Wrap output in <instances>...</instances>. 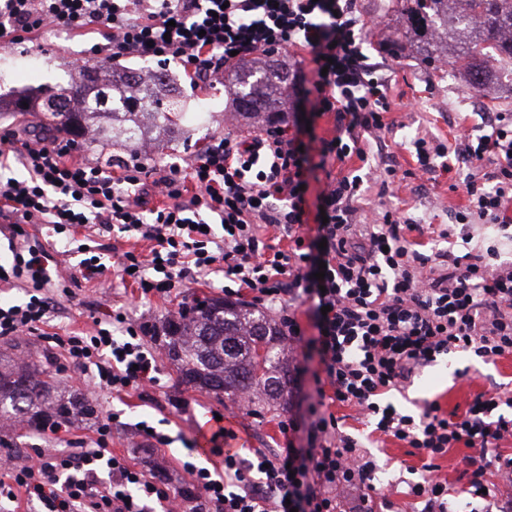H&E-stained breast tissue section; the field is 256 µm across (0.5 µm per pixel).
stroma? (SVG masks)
<instances>
[{
  "instance_id": "35a3bbf8",
  "label": "stroma",
  "mask_w": 512,
  "mask_h": 512,
  "mask_svg": "<svg viewBox=\"0 0 512 512\" xmlns=\"http://www.w3.org/2000/svg\"><path fill=\"white\" fill-rule=\"evenodd\" d=\"M391 0H359L358 6L365 17L378 16L383 20L380 29L370 33L374 48L384 42L399 39L406 28V19L390 11ZM101 34L74 35L64 31H42L31 34L26 41L14 45L0 44V95L16 91H31L43 84H66L94 45L102 43ZM289 74V96L281 106L282 112L293 113L298 126L313 122L317 135L324 136L332 128L328 118L311 120L312 106L303 89L310 75L308 53L287 56L283 59ZM168 78L182 97L202 101L207 105L200 122L187 124L165 133L156 140L152 149L143 155L149 165L164 168L171 164L185 163L193 157L213 134L224 129L225 115L232 110L225 100L223 88L209 91L193 89L183 75L181 66H166ZM387 83L390 110L385 115L388 131L381 137H367L363 146L377 164H396L407 170L408 176L389 187L371 180L363 186L362 205L368 215L384 210L400 212L402 216L432 225L431 233L424 239L433 250H453L461 255L468 250L498 249L502 260H512V228L504 229L495 224L475 221L460 227L454 219L455 211L465 206L466 199L454 192L453 184L466 178L469 169L458 162L452 153L462 137L481 127L491 112L512 113V83L491 81L481 89L468 86L463 68L454 62L433 70L423 56L412 47L388 61L381 72ZM425 138L444 142L451 153L444 157L442 167L433 173L418 175V165L412 154L415 139ZM470 234V243H463V234ZM107 281L99 285L82 279L67 281L59 287L48 288L55 306L44 326L47 333L73 335L90 333L94 323L114 311L125 312L134 323L150 324L160 328L172 304L191 303L193 299L222 296L224 278L220 275L189 277L183 288L173 292L170 299H142L136 286L122 283L115 271H107ZM18 354L27 355L46 363L48 369L68 387L83 391L97 412L110 411L119 420L112 428L110 446L114 454L130 458L149 475L178 491L187 482L181 462L189 457L188 446L201 441L213 422V413L224 416L223 424L232 429L236 438L233 447L240 452L253 448L267 450L283 445L284 436L278 424L291 416L304 413L308 400L315 395L311 376L317 370V358L296 355L303 371L295 375L292 400L288 409L273 406L255 407L253 414L242 413L234 397L216 398L198 389H190L176 382L172 366H165L162 386L140 393L132 391L122 396L88 387L83 374L67 366L59 350L41 347L34 336H16L12 339ZM512 391V356L488 363L475 360L469 353L452 352L438 357L436 362L423 368L401 390L389 396L404 413H420L425 403L439 401L443 410L451 412L465 409L467 403L481 392ZM148 422L166 434L167 446L155 447L152 439L138 434L135 426ZM96 422L82 425L46 429L35 435L19 438L16 447H0V457L9 456L24 461L36 451L51 448H72L77 440L93 438ZM371 453L379 465L376 485L387 490L402 480L419 481L425 477L424 460L410 454L398 441L375 442ZM468 448L450 449L439 461V474L446 480L451 492L456 493L458 512H481L482 500L471 498L465 488L467 478L465 459Z\"/></svg>"
}]
</instances>
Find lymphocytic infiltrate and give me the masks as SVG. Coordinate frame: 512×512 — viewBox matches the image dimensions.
Here are the masks:
<instances>
[{"label":"lymphocytic infiltrate","instance_id":"obj_1","mask_svg":"<svg viewBox=\"0 0 512 512\" xmlns=\"http://www.w3.org/2000/svg\"><path fill=\"white\" fill-rule=\"evenodd\" d=\"M357 0H0V40L18 43L49 28L97 31L106 42L87 63L130 57L175 59L195 81L227 84L229 70L271 53L308 51L313 64L304 89L315 117L330 116L332 136L318 140L319 168L358 159L361 173L327 176L317 204L326 222L308 238L309 156L300 130L283 120L256 134L235 121L210 136L186 164L165 170L140 154L115 169L77 157L74 139L35 141L8 137L0 157L12 156L26 179L0 178V213L20 244L0 282L28 290L20 304H0V337L40 334L54 343L94 387L122 393L159 385L162 349L144 337L148 325L124 313L95 324L89 336L41 332L50 313L45 289L75 277L93 281L107 266L95 247L76 265L52 263L43 248L29 245L28 225L48 224L54 233L94 225L125 238L146 240L148 253H122V281L142 296H171L192 274H222L225 297L249 293L267 311L292 349L313 347L320 369L317 400L302 418L281 422L286 446L256 449L252 457L227 453L232 430L217 427L211 453L222 471L184 462L190 480L171 494L146 473L114 455L108 439L113 414H103L89 447L57 450L35 463L0 464V500L25 496L43 512H395L391 494H378L377 464L363 437L347 433L326 402L356 409L373 432L426 456V477L407 483L403 494L420 512H453L437 461L449 449L471 448L467 492L487 506L512 488V456L499 447L512 439V397L483 393L462 413L438 401L419 415L401 413L385 397L438 356L456 350L482 362L512 355V262L495 250L454 255L422 252V225L396 212L367 220L360 203L366 180L395 183L399 170L374 165L364 135L387 130L390 110L380 67L368 54V26ZM471 173L462 190L468 204L456 223L477 218L502 223L512 202V113L498 112L479 135H465L458 151ZM157 197L146 206V196ZM223 232L209 228L210 220ZM287 248H280V241ZM307 307L317 332L307 339L298 312ZM303 433L305 447L292 437Z\"/></svg>","mask_w":512,"mask_h":512}]
</instances>
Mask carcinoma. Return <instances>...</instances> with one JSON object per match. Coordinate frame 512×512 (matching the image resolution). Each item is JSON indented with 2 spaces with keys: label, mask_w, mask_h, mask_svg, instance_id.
Wrapping results in <instances>:
<instances>
[{
  "label": "carcinoma",
  "mask_w": 512,
  "mask_h": 512,
  "mask_svg": "<svg viewBox=\"0 0 512 512\" xmlns=\"http://www.w3.org/2000/svg\"><path fill=\"white\" fill-rule=\"evenodd\" d=\"M450 0H399L407 16L405 37L429 47V62L447 59L448 42L459 47L455 59L465 62L471 85L490 78L482 66L489 56L512 64V0H457L462 11L450 12ZM137 73L115 71L108 65L80 68L63 86H43L27 95L42 111L62 99L51 112L52 126L68 135L90 134L89 120L105 115L119 123L112 134L130 143L144 140L143 120L169 129L177 120L197 121L200 113L184 110L177 95H139ZM235 104L242 113L268 119L276 112L273 92L287 93V81L264 66L236 73ZM164 347L178 380L218 397L243 391L253 401L290 402L292 357L275 322L265 312L244 302L209 298L167 320ZM94 409L82 394L63 387L36 361L15 355L0 362V424H21L40 430L83 421Z\"/></svg>",
  "instance_id": "carcinoma-1"
}]
</instances>
